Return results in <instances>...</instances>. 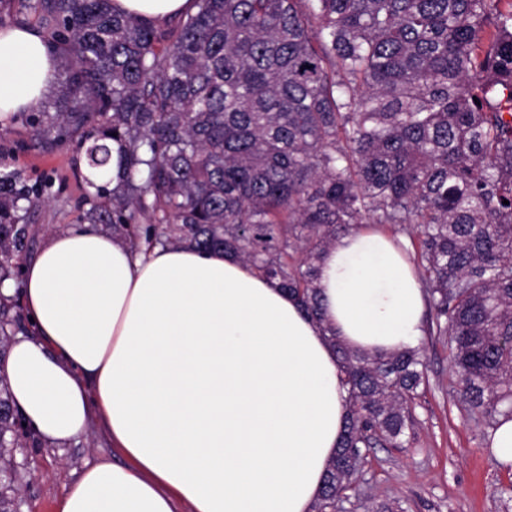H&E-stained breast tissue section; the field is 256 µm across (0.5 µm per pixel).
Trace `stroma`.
Segmentation results:
<instances>
[{
	"label": "stroma",
	"instance_id": "35a3bbf8",
	"mask_svg": "<svg viewBox=\"0 0 512 512\" xmlns=\"http://www.w3.org/2000/svg\"><path fill=\"white\" fill-rule=\"evenodd\" d=\"M0 165L18 171L28 183L53 179L48 202L31 221L41 235L82 225L83 163L75 142L45 148L36 145L21 117L0 123ZM428 362L429 385L416 399V420L408 444L371 449L344 512H374L383 503L401 512H512V467L499 462L488 442V428L477 424L452 388L454 377L443 336L420 341ZM99 422L85 435L62 446L44 443L25 431L9 451L16 464L7 494L15 512H55V502L77 478L85 461L110 454Z\"/></svg>",
	"mask_w": 512,
	"mask_h": 512
}]
</instances>
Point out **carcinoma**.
Here are the masks:
<instances>
[{
  "instance_id": "1",
  "label": "carcinoma",
  "mask_w": 512,
  "mask_h": 512,
  "mask_svg": "<svg viewBox=\"0 0 512 512\" xmlns=\"http://www.w3.org/2000/svg\"><path fill=\"white\" fill-rule=\"evenodd\" d=\"M155 23L112 0H0L62 56L44 146L77 137L89 224L138 249L233 254L318 315V263L362 224L411 229L470 417L512 419V0H195ZM119 183H112V143ZM509 204H504V201ZM44 188L0 172V285ZM0 295V359L21 314ZM345 433L315 512H336L368 451L401 447L426 385L420 348L369 355L329 327ZM0 448L19 415L0 375Z\"/></svg>"
}]
</instances>
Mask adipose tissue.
<instances>
[{
	"instance_id": "obj_1",
	"label": "adipose tissue",
	"mask_w": 512,
	"mask_h": 512,
	"mask_svg": "<svg viewBox=\"0 0 512 512\" xmlns=\"http://www.w3.org/2000/svg\"><path fill=\"white\" fill-rule=\"evenodd\" d=\"M161 23L194 0H113ZM27 26L0 29V120L55 81ZM320 318L239 259L186 247L136 251L86 225L48 235L23 268L33 325L9 348L10 391L32 430L62 445L92 421L113 457L87 465L55 512H314L347 415L324 327L350 348L418 346L424 291L405 243L376 227L320 265Z\"/></svg>"
}]
</instances>
